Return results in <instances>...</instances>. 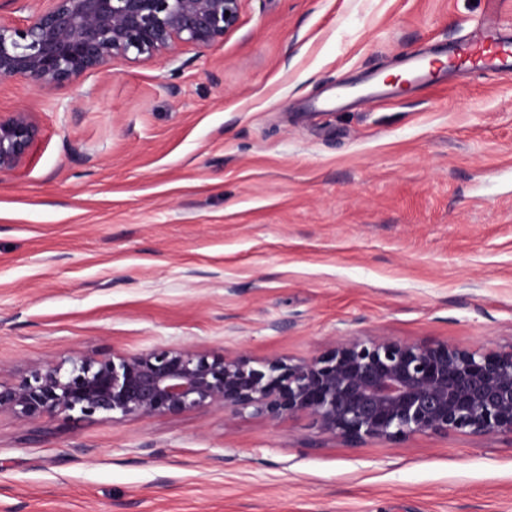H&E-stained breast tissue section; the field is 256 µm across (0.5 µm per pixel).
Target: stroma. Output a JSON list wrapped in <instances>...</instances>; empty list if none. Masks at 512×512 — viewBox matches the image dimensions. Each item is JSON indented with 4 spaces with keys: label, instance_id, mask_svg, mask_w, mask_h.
<instances>
[{
    "label": "stroma",
    "instance_id": "35a3bbf8",
    "mask_svg": "<svg viewBox=\"0 0 512 512\" xmlns=\"http://www.w3.org/2000/svg\"><path fill=\"white\" fill-rule=\"evenodd\" d=\"M487 0H242L176 60L37 89L0 176V380L193 345L304 358L342 336L512 348V75L369 100ZM349 95L336 99L337 86ZM0 512H512V437L358 446L209 407L0 417ZM40 133L31 112L0 113V175L16 170L24 162Z\"/></svg>",
    "mask_w": 512,
    "mask_h": 512
}]
</instances>
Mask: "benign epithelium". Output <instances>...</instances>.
Instances as JSON below:
<instances>
[{
    "mask_svg": "<svg viewBox=\"0 0 512 512\" xmlns=\"http://www.w3.org/2000/svg\"><path fill=\"white\" fill-rule=\"evenodd\" d=\"M25 23L0 13V77L38 88L107 71L117 58L207 48L238 23L241 0H40ZM32 113H0V175L39 140ZM207 407L280 424L308 416L347 444L464 432L512 437V349L346 336L298 360L209 356L194 346L47 361L0 382V416L118 421Z\"/></svg>",
    "mask_w": 512,
    "mask_h": 512,
    "instance_id": "1",
    "label": "benign epithelium"
}]
</instances>
